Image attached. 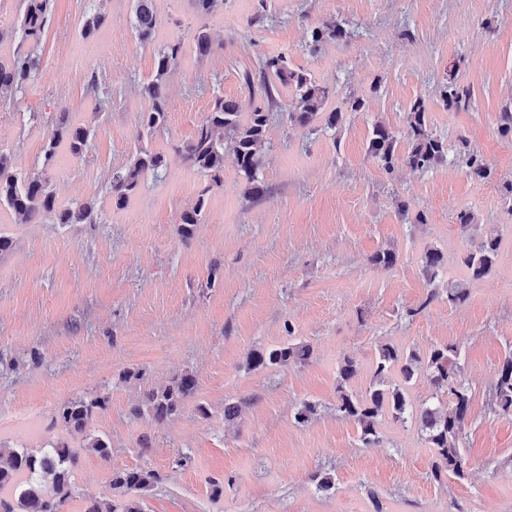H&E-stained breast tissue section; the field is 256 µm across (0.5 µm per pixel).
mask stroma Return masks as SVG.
I'll return each instance as SVG.
<instances>
[{
	"instance_id": "1",
	"label": "stroma",
	"mask_w": 512,
	"mask_h": 512,
	"mask_svg": "<svg viewBox=\"0 0 512 512\" xmlns=\"http://www.w3.org/2000/svg\"><path fill=\"white\" fill-rule=\"evenodd\" d=\"M87 2L56 0L38 76L0 103V144L24 170L39 168L59 108L93 127L84 157L53 170L51 182L59 203L90 200L101 215L96 224L0 221L13 240L0 256V441L36 448L15 420L29 406H42L38 424L53 434L57 404L104 398L88 431L110 439L112 462L81 454L63 512L119 500L109 470L135 466L160 476L143 495L144 512H372L376 501L383 512H448L452 502L463 512H512V417L487 406L512 355V139L497 131L512 102V0H225L209 21L224 48L204 62L193 50L199 20L190 0H156L160 41L181 40L184 50L168 80L166 124L151 139L167 166L146 175L120 210L108 179L142 131L140 85L158 46L135 39L133 0H104L105 26L82 40ZM326 22L345 38L309 51V28ZM279 55L335 88L330 105L343 109L342 124L289 123L293 90L278 87L260 172L266 195L248 199L229 160L222 186L210 187L175 159L174 146L192 138L215 96L248 101L245 73ZM93 73L100 88L91 96ZM451 74L473 91L468 109L440 101ZM358 97L367 111H349ZM418 97L452 154L479 150L491 180L448 162L390 176L369 157L372 124L404 135ZM201 197L203 221L185 229L180 215ZM463 210L478 222L468 236L456 221ZM419 213L424 223H413ZM486 232L503 238L494 272L471 283L462 303L428 300L424 253L455 256ZM383 250L397 255L387 271L371 263ZM290 340L311 346L307 362L249 368L251 351ZM384 344L458 347L472 392L460 435L465 478L432 479L433 452L416 428L383 418L379 444L366 448L337 413L341 360L357 362L351 388L365 392ZM186 371L197 391L179 415L161 425L131 416L150 390ZM229 402L241 409L230 423ZM305 402L315 412L300 423ZM319 474L332 490H318Z\"/></svg>"
}]
</instances>
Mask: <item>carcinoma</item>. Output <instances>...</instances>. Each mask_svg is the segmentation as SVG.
<instances>
[{"label": "carcinoma", "mask_w": 512, "mask_h": 512, "mask_svg": "<svg viewBox=\"0 0 512 512\" xmlns=\"http://www.w3.org/2000/svg\"><path fill=\"white\" fill-rule=\"evenodd\" d=\"M22 13L17 25L0 27V101L10 100L35 79L40 71L41 46L55 0H21ZM89 0L84 12L80 35L84 39L94 37L106 21V15L98 3ZM155 0H134L131 29L142 43L156 40L161 21ZM200 20L193 36L198 60L210 58L217 47L207 20L224 9V0H191ZM346 31L339 24L324 23L310 32L309 47L318 50L329 40H339ZM16 44L12 54H3L6 42ZM180 41L169 42L157 50L152 75L142 84V94L149 102L142 113L141 126L148 136L163 127L166 115V85L169 74L180 64ZM249 90L251 112L243 115L242 104L215 96L211 111L197 124L192 139L174 148L178 161L209 176L215 182L224 176V161L231 156L238 173L246 181V197L260 199L266 187L259 172L267 151V128L270 110L278 105L276 84L294 87L292 103L286 106L289 122L303 128L323 124L335 129L343 121L339 109L327 111L333 88L321 84L308 75L292 69L284 56L272 57L259 65V84L251 75L245 76ZM265 100L255 104L256 96ZM439 97L449 110L466 108L470 104L471 90L460 87L455 75L439 88ZM406 134L409 140L404 153L397 150V135L385 123L372 124L367 145L369 156L376 160L388 175L402 165L413 171L427 172L448 159V141L433 133L428 124L425 102L417 98L406 112ZM92 129L85 123H74L69 112L61 110L55 119L54 129L43 149L41 169L24 172L16 164L15 155L0 147V214L9 213L17 224H30L44 214L54 215L59 224H97L100 217L92 201L72 200L60 204L46 171L59 166L63 159H80L84 156ZM459 163L469 175L480 180L491 179L493 172L485 164L483 156L468 150L458 157ZM167 165L166 157L153 150L150 144L137 147L131 160L121 170L112 174L109 190L112 204L122 209L137 190L142 177ZM205 198L185 210L180 221L186 227L203 221ZM501 251V239L487 235L478 245L461 253L456 260L463 277L448 278L446 293L448 302L457 304L467 297L468 285L493 273ZM446 265L445 255L431 249L424 254L422 271L434 282ZM312 353L309 345L302 342L288 343L269 350L250 353L248 365L252 368L284 366L301 363ZM359 366L350 358H343L338 366L336 411L354 422L360 432V442L368 447L379 442L378 427L383 417L396 422L411 424L424 435L434 448L431 475L442 482L451 473L457 478L465 475L466 460L462 453L459 434L464 429L471 410V392L461 378L458 351L452 345L435 346L425 355L415 350H404L390 344L380 346L370 368V384L365 394L349 391L348 384L358 376ZM426 378L432 389V399L419 404L411 401L409 389L417 379ZM194 374L186 371L173 378L171 384L147 394L143 404L132 408V414H144L158 424L178 415L196 391ZM448 394V407L433 403L441 394ZM490 409L504 417L512 416V356L506 358L498 372L497 380L489 395ZM105 408L99 398L68 399L56 407V422L66 432L37 450L12 448L0 445V491L15 485L17 477L27 473L31 481L18 488L9 499L0 497V512H61L62 505L72 497L73 469L81 452L96 454L111 463L112 448L109 440L90 435L81 444H74L69 436L87 430L94 414ZM112 488L128 494L121 512H143L142 492L158 481V474L148 468H114L109 471Z\"/></svg>", "instance_id": "cac0c4a2"}]
</instances>
